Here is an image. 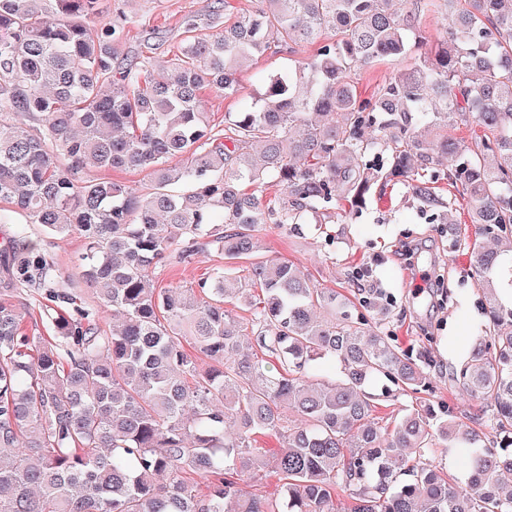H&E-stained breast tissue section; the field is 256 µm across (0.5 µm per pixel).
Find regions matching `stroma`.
Here are the masks:
<instances>
[{"instance_id": "stroma-1", "label": "stroma", "mask_w": 512, "mask_h": 512, "mask_svg": "<svg viewBox=\"0 0 512 512\" xmlns=\"http://www.w3.org/2000/svg\"><path fill=\"white\" fill-rule=\"evenodd\" d=\"M113 7L133 16L137 28L117 58L131 63L139 54L162 60L175 53L183 38L180 22L194 17L200 33H212L211 12L216 0H110ZM313 52L307 44L294 51L271 49L256 60L243 64L238 72L239 89L227 97L204 89L205 110L216 126L224 115L248 105L260 88L263 77L304 60ZM366 227L362 236L347 237L342 225H332L334 243H326L317 225L305 224L290 230L278 224L262 225L259 234L268 258L294 262L310 274L316 287L341 289L378 288L396 302L391 327L404 345L424 348L434 362L432 382L435 397L453 407L459 421L472 425L474 403L450 380L460 350H449V337L466 340L472 323L481 321V310L472 288H461L465 258L452 243L441 224L419 215L408 189L389 186L381 201L371 202L356 218ZM23 230L29 243L47 253L58 275L69 278L88 304H96L95 294L74 275V262L84 250L79 235L46 244L40 225L22 214H13L11 223L0 224V239ZM224 264L214 248L200 252L190 265H162L156 268L160 287H196L201 278Z\"/></svg>"}]
</instances>
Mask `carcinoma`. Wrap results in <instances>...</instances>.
Masks as SVG:
<instances>
[{
    "label": "carcinoma",
    "mask_w": 512,
    "mask_h": 512,
    "mask_svg": "<svg viewBox=\"0 0 512 512\" xmlns=\"http://www.w3.org/2000/svg\"><path fill=\"white\" fill-rule=\"evenodd\" d=\"M101 4L0 0V220L79 234L78 275L120 318L101 329L22 232L0 249V512H512V0L225 2L219 31L199 36L185 18L174 58L122 68L136 20L105 22ZM446 6L448 28L422 50L417 14ZM299 42L315 46L309 59L265 76L215 130L201 91L229 97L242 61ZM408 55L359 91L361 70ZM459 121L471 139L448 137ZM88 165L144 172L150 188L89 180ZM442 183L467 197L471 233L450 218L448 240L485 317L451 374L477 427L428 403L389 430L367 388L432 383L430 357L388 329L393 298L317 288L291 261L258 259L257 227L342 224L388 185L442 218L454 205ZM262 184L283 194L263 201L249 191ZM210 246L224 267L198 288L156 285L159 263ZM25 283L65 304L48 337L23 326ZM324 361L335 380L318 378ZM437 448L458 453V473ZM267 466L271 498L243 480Z\"/></svg>",
    "instance_id": "1"
}]
</instances>
